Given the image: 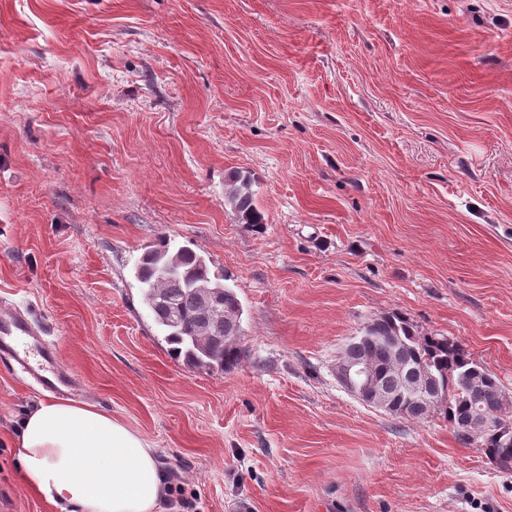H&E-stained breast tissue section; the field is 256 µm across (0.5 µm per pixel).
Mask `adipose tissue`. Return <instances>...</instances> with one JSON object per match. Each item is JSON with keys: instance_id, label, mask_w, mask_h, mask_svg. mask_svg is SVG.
Here are the masks:
<instances>
[{"instance_id": "adipose-tissue-1", "label": "adipose tissue", "mask_w": 512, "mask_h": 512, "mask_svg": "<svg viewBox=\"0 0 512 512\" xmlns=\"http://www.w3.org/2000/svg\"><path fill=\"white\" fill-rule=\"evenodd\" d=\"M27 479L61 512H160L152 443L93 405L49 397L19 421Z\"/></svg>"}]
</instances>
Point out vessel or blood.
<instances>
[{
  "label": "vessel or blood",
  "instance_id": "b4317fda",
  "mask_svg": "<svg viewBox=\"0 0 512 512\" xmlns=\"http://www.w3.org/2000/svg\"><path fill=\"white\" fill-rule=\"evenodd\" d=\"M0 355L44 391L64 395L77 390L69 369L59 361L56 345L22 311L0 312Z\"/></svg>",
  "mask_w": 512,
  "mask_h": 512
}]
</instances>
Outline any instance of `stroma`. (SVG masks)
I'll list each match as a JSON object with an SVG mask.
<instances>
[{
    "instance_id": "35a3bbf8",
    "label": "stroma",
    "mask_w": 512,
    "mask_h": 512,
    "mask_svg": "<svg viewBox=\"0 0 512 512\" xmlns=\"http://www.w3.org/2000/svg\"><path fill=\"white\" fill-rule=\"evenodd\" d=\"M250 183L261 228L224 205ZM225 273L239 365L176 359L135 267ZM28 310L194 512H512L439 412L336 362L397 313L496 375L512 422V0H0V311ZM42 393L0 365V512ZM337 380L352 396L367 406L376 404L389 408L392 405L389 395L379 390L369 363L354 361L342 365Z\"/></svg>"
}]
</instances>
